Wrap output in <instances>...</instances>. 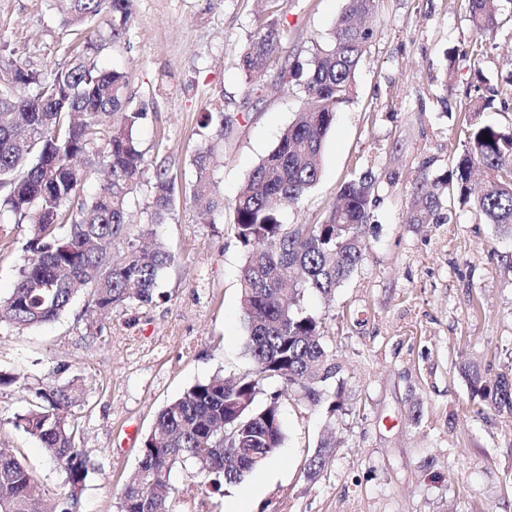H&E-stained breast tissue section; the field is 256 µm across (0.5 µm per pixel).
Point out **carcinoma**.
<instances>
[{
    "mask_svg": "<svg viewBox=\"0 0 512 512\" xmlns=\"http://www.w3.org/2000/svg\"><path fill=\"white\" fill-rule=\"evenodd\" d=\"M62 24L73 26L80 42L68 63L51 74L10 65L0 77V224H26L27 253L9 296L0 300V325L17 334L51 322L79 295L91 294L97 319L87 331L101 332L99 320L119 308L154 301L157 282L175 256L163 244L130 243L112 261L108 248L124 235L134 192L151 196L149 227L164 223L175 202L174 179L164 162L149 164L137 138L143 113L126 96V73L105 67L99 53L129 32L135 0H57ZM378 0H346L327 41L313 45L307 63L284 65L288 81L300 86L309 108L298 113L278 143L252 170L232 203L237 238L245 250L241 307L245 352L252 367L229 381L214 377L190 387L157 414L142 440L135 472L121 493L120 512H176L169 475L191 463L222 483L241 482L258 463L235 460V449L253 448L267 459L284 433L279 393L261 405L255 398L276 380L312 406L342 410L327 383L340 372L325 325L303 311L301 293L312 289L328 298L361 266L362 237L377 180L362 170L345 181L338 202L320 224H285L280 209L298 205L319 178L318 158L336 111L348 102L358 65L373 37ZM479 35L493 30L497 16L489 0H468ZM280 50L278 21L250 37L240 58L245 93L266 84L269 63ZM239 113L221 99L200 115L210 136L193 156L191 200L200 223L213 224L224 212L211 158L232 138ZM105 167L107 180L87 190L88 175ZM153 169L146 177V170ZM471 204L475 220L512 236V130L469 123L466 142L451 173L414 186L407 200L408 223H448V198ZM473 395L494 413L512 415V378L490 384L474 363L459 366ZM32 407L14 424L44 448L65 474L67 492L59 512H75L89 473L86 451L76 447L75 424L67 420L85 398L83 378L72 375L33 391ZM333 451L320 441L306 464L310 477L326 466ZM46 494L36 475L11 448H0V512H34Z\"/></svg>",
    "mask_w": 512,
    "mask_h": 512,
    "instance_id": "carcinoma-1",
    "label": "carcinoma"
}]
</instances>
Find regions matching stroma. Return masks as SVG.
I'll use <instances>...</instances> for the list:
<instances>
[{"instance_id": "stroma-1", "label": "stroma", "mask_w": 512, "mask_h": 512, "mask_svg": "<svg viewBox=\"0 0 512 512\" xmlns=\"http://www.w3.org/2000/svg\"><path fill=\"white\" fill-rule=\"evenodd\" d=\"M344 0H136L126 41L100 59L126 71L148 161L164 160L176 185L173 210L153 225L176 261L158 280L156 298L114 311L101 335L86 333L87 296L58 319L0 335V370L16 375L0 389V447L14 448L34 471L49 503L66 493L61 468L13 424L33 388L57 364L83 375L76 443L95 463L79 512H119L138 448L166 404L216 375L247 372L240 269L245 253L231 205L250 171L272 150L306 97L282 72L307 61L326 40ZM498 24L483 38L479 66L491 84L512 80V0H495ZM379 23L359 67L352 99L336 112L317 184L283 210L286 224L321 223L353 171L372 170L375 201L361 267L324 299L305 291L301 306L333 334L344 408L329 415L293 392L280 395L284 442L241 483L213 492L192 467L170 474L177 503L200 512H512V416L483 413L458 374L478 364L488 380L512 370V237L464 211L450 222L406 223L405 201L420 181L451 170L469 114L459 107L472 83L468 61L448 53L475 36L467 0H379ZM281 22V53L266 80L282 89L244 96L240 56L268 19ZM69 35L54 0H0V45L27 68L51 73L68 60ZM240 114L218 151L215 176L226 210L200 223L188 201L198 121L215 96ZM28 227H0V295L23 263ZM336 449L316 478L304 463L325 431Z\"/></svg>"}]
</instances>
